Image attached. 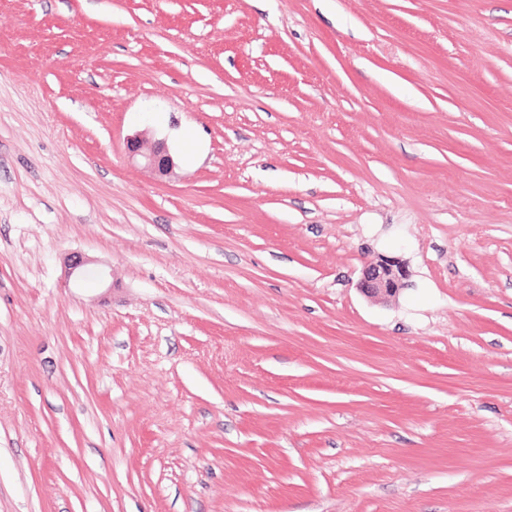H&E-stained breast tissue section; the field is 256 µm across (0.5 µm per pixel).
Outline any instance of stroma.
Returning a JSON list of instances; mask_svg holds the SVG:
<instances>
[{
    "label": "stroma",
    "instance_id": "35a3bbf8",
    "mask_svg": "<svg viewBox=\"0 0 512 512\" xmlns=\"http://www.w3.org/2000/svg\"><path fill=\"white\" fill-rule=\"evenodd\" d=\"M0 512H512V0H0ZM127 154L131 160L141 162L145 168L167 175L172 172L174 162L164 142L157 141L148 145V141L141 135L127 140ZM407 276L399 261L383 259L363 270L361 288L373 296H394L405 286Z\"/></svg>",
    "mask_w": 512,
    "mask_h": 512
}]
</instances>
